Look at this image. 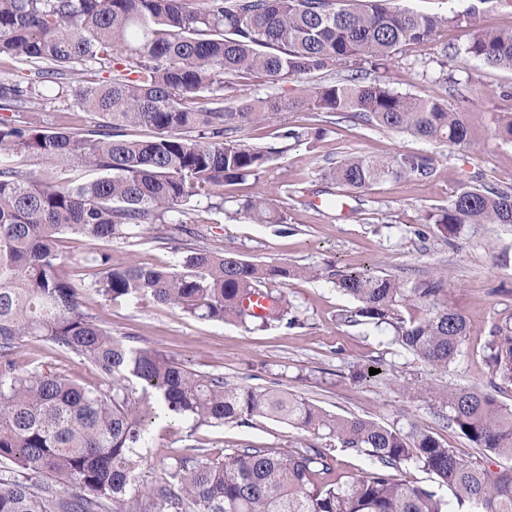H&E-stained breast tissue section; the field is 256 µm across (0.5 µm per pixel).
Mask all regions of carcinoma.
Masks as SVG:
<instances>
[{
	"instance_id": "obj_1",
	"label": "carcinoma",
	"mask_w": 512,
	"mask_h": 512,
	"mask_svg": "<svg viewBox=\"0 0 512 512\" xmlns=\"http://www.w3.org/2000/svg\"><path fill=\"white\" fill-rule=\"evenodd\" d=\"M449 24L469 29L455 53L512 70V30L480 27L473 6L435 16L389 0H0V63L21 71L38 60L40 83L60 87L79 67L106 74L71 90L80 110L104 118L98 131L0 119V512H512V466L492 470L497 460L512 459V408L496 395L512 387V322L495 326L485 346L490 389L421 387L477 450L469 461L416 423L403 429L329 414L286 390L231 385L131 347L82 309V287L55 248L69 233L108 243L166 223L190 197L259 179L269 154L230 136L272 112L301 105L420 140L464 143L460 113L445 100H420L363 77L368 67L387 69L400 45L430 40ZM349 63L342 81L294 99L224 104V88L247 73L280 81ZM19 104H42L39 83L0 82V109ZM137 126L152 129L153 138H125L124 130ZM30 156L43 168L22 167ZM65 159L97 177L56 179L51 167ZM433 171V159L420 153L351 155L329 175L338 188L360 192L389 177L428 178ZM241 207L260 224L282 222L262 196ZM428 218L450 237L467 225L512 224V189L462 185L448 209ZM86 263L98 272L85 287L107 301L149 294L204 321L244 322L252 317L244 300L266 284L315 277L204 249L185 252L171 268L114 264L108 251ZM334 284L357 302L348 322L392 329L427 366L446 368L460 354L467 334L460 313L436 307L422 320H406L399 309L406 289L388 275L338 271ZM443 287L432 280L411 292L433 303ZM268 296L273 305L262 320L282 321L284 297ZM26 337L75 353L100 371L104 387L87 389L51 369H20L14 355ZM257 417L333 438L376 466L331 482L330 448H240L222 459L172 456L163 482L139 483L154 420ZM403 465L435 475L448 500L396 478L392 471Z\"/></svg>"
}]
</instances>
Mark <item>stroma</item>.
I'll list each match as a JSON object with an SVG mask.
<instances>
[{"instance_id":"stroma-1","label":"stroma","mask_w":512,"mask_h":512,"mask_svg":"<svg viewBox=\"0 0 512 512\" xmlns=\"http://www.w3.org/2000/svg\"><path fill=\"white\" fill-rule=\"evenodd\" d=\"M466 39V28L450 25L439 38L403 44L384 74L396 92L421 99L441 98L449 108L460 111L467 128L464 144L451 147L426 142L305 108L278 112L238 133L239 141L271 152L272 159L260 181L225 185L223 210L212 209L206 198L195 196L171 212L169 223L113 239L105 246L73 234L60 238L59 252L67 258L68 271L77 281L90 279L86 259L104 248L111 250L117 263L172 266L185 248L194 247L233 253L258 263L317 270V277L271 286L273 292L284 295L299 326L199 321L149 295L111 303L87 290L82 293L85 311L127 344L159 351L190 370L229 384L285 389L341 416L355 415L397 427L414 421L463 459H474V448L439 417L434 403L420 390L424 383L488 389L485 342L495 325L512 316V230L482 224L449 239L426 220L428 213L447 206L461 183L512 187V142L494 133L496 116L512 113V71L484 68L459 55L448 60L451 81L439 78L440 43L454 48ZM346 73L339 65L275 83L251 75L225 90L224 100L239 103L295 97L301 88L338 81ZM43 92L46 102L38 111L37 126L47 130L77 127L85 132L97 128L100 116L77 110L72 96L59 93L53 85ZM289 128L302 132L301 141L282 138V131ZM404 153L432 156L433 175L375 184L350 198L354 213L347 218L312 207L313 199L333 190L328 171L346 156L391 159ZM262 187L270 189L283 223L257 224L240 212V203ZM181 221L186 224L182 230L177 227ZM338 271H367L398 280L409 290L400 306L408 320L423 319L431 310L428 301L413 295V288L444 279L438 303L461 313L468 324L455 362L445 369L430 368L398 346L391 332L345 323L343 313L356 303L331 283V274ZM15 359L29 369L52 367L90 389L102 384L98 372L81 358L41 341L23 342ZM370 367L375 368V375L354 379L355 371ZM310 444L323 447L327 441L272 419L195 427L185 420L161 419L150 431L147 462L139 480L160 482L165 463L176 454L204 452L220 458L236 448L287 453Z\"/></svg>"}]
</instances>
